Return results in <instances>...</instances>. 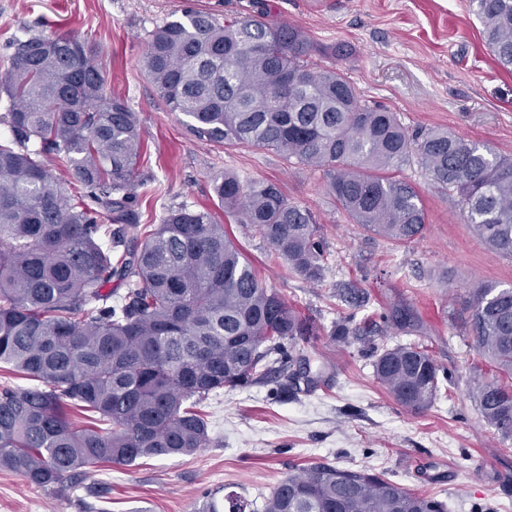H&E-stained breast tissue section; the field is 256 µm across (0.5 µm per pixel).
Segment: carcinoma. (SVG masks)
<instances>
[{
  "label": "carcinoma",
  "mask_w": 512,
  "mask_h": 512,
  "mask_svg": "<svg viewBox=\"0 0 512 512\" xmlns=\"http://www.w3.org/2000/svg\"><path fill=\"white\" fill-rule=\"evenodd\" d=\"M487 48L512 67V0H469ZM0 80V364L33 384H0V470L62 487L104 463L188 455L211 443L197 405L225 388L300 376L298 346L324 328L265 288L207 208L182 204L134 237L143 155L138 114L107 89L96 45L70 36H14ZM336 55L294 25L260 15L224 22L187 8L150 34L144 66L165 107L218 145L273 150L321 169L338 206L399 244L424 233L416 187L390 174L411 157L461 198L465 223L512 258V158L446 130L411 135L396 113L360 100L348 78L319 67ZM66 160L71 196L48 168ZM224 209L257 228L295 274L324 277L326 243L311 211L271 181L218 176ZM420 336L409 303L381 315ZM461 322L498 375L479 379L483 420L512 439V286L480 283ZM374 323L328 335L371 336ZM373 374L402 406L424 412L448 372L426 346L374 351ZM95 421L82 426L79 416ZM203 512H256L226 497ZM261 512H446L443 501L365 470L321 462L277 482Z\"/></svg>",
  "instance_id": "carcinoma-1"
}]
</instances>
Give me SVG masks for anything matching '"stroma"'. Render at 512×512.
<instances>
[{
    "label": "stroma",
    "instance_id": "35a3bbf8",
    "mask_svg": "<svg viewBox=\"0 0 512 512\" xmlns=\"http://www.w3.org/2000/svg\"><path fill=\"white\" fill-rule=\"evenodd\" d=\"M188 6L226 21L262 13L316 43L343 46L345 56L323 65L343 72L362 99L397 112L409 131L443 129L512 157V70L494 60L468 0H0V74L9 37L24 29L97 44L109 89L143 129L136 189L143 223H159L180 204L210 209L263 286L327 327L349 313L336 294L348 282L367 293L370 313L412 303L426 327L424 344L448 370V393L412 413L377 382L361 337L321 336L302 348L318 377L314 388L281 377L210 395L208 447L105 464L63 490L0 470V512H201L211 493H234L258 508L293 469L317 462L384 475L438 498L448 512H512V440H502L477 409L474 381L492 372L457 322L473 285H512V258L480 242L463 221L459 196L433 184L417 159L397 175L418 189L427 224L420 239L403 245L354 224L328 194L322 170L192 135L142 67L151 31ZM224 173L276 181L289 202L315 215L328 251L321 282L291 272L253 227L225 213L213 192L214 177Z\"/></svg>",
    "mask_w": 512,
    "mask_h": 512
}]
</instances>
